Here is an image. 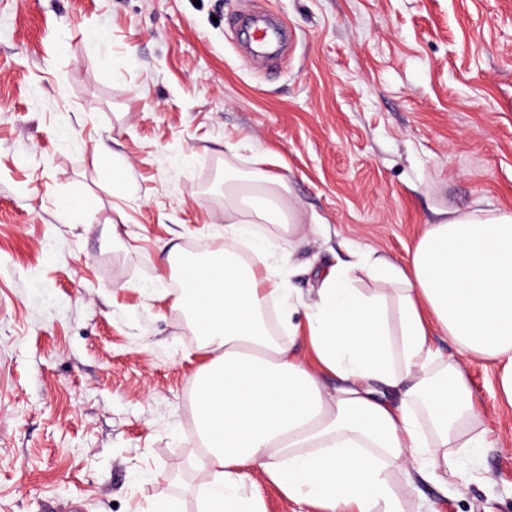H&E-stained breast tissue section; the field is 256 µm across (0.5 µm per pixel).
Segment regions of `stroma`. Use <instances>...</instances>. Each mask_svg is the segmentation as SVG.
Here are the masks:
<instances>
[{
    "label": "stroma",
    "instance_id": "35a3bbf8",
    "mask_svg": "<svg viewBox=\"0 0 512 512\" xmlns=\"http://www.w3.org/2000/svg\"><path fill=\"white\" fill-rule=\"evenodd\" d=\"M228 171L287 182L306 303L353 250L401 263L425 225L512 213V0H0V512H200L207 357L157 276L221 241ZM433 347L490 446L407 508L512 512L497 366Z\"/></svg>",
    "mask_w": 512,
    "mask_h": 512
}]
</instances>
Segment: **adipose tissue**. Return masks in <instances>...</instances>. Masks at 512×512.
I'll use <instances>...</instances> for the list:
<instances>
[{
  "instance_id": "ef3b65f1",
  "label": "adipose tissue",
  "mask_w": 512,
  "mask_h": 512,
  "mask_svg": "<svg viewBox=\"0 0 512 512\" xmlns=\"http://www.w3.org/2000/svg\"><path fill=\"white\" fill-rule=\"evenodd\" d=\"M254 181L249 197L225 178L223 240L205 259L170 263L174 304L210 356L193 388L194 465L212 478L204 512H265L256 466L290 501L321 512H405L394 474L444 485L459 467L451 449L470 459L487 445L469 381L438 356L433 336L496 360L512 406V214L426 225L402 265L367 252L332 267L305 325L292 328L300 351L265 315L276 301L295 307L261 231L297 234L288 185L263 172ZM358 269L379 291L356 288ZM327 374L340 379L335 390Z\"/></svg>"
}]
</instances>
